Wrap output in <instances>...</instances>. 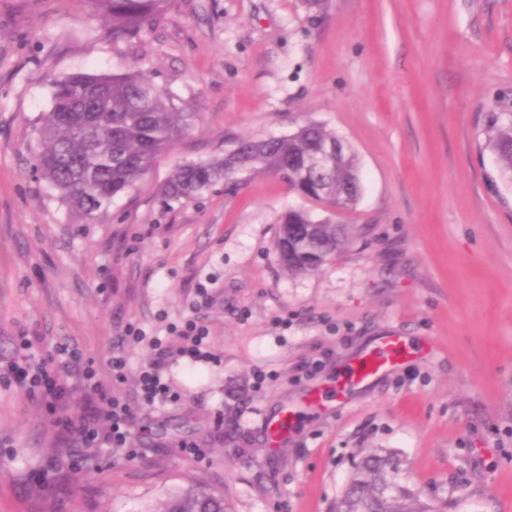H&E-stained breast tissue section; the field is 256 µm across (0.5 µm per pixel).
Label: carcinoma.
<instances>
[{
    "label": "carcinoma",
    "instance_id": "carcinoma-1",
    "mask_svg": "<svg viewBox=\"0 0 512 512\" xmlns=\"http://www.w3.org/2000/svg\"><path fill=\"white\" fill-rule=\"evenodd\" d=\"M112 19V41L137 37L164 15L170 0H92ZM199 115L177 106L150 76L132 69L124 74L77 73L54 86L52 107L39 128L36 170L69 211L90 222L132 190L158 156L197 127ZM341 137L316 123L275 140L243 139L237 150L210 161L176 167L162 189L169 205L193 199L219 180L240 172H275L288 186L322 206L293 208L279 218L275 243L278 263L291 274L323 266L356 234L352 224L336 221V203L361 190L356 152L342 141L340 161L321 170L306 169L309 157ZM486 146L493 153L499 180L512 186V112H493ZM156 512H233L224 494L203 483L169 492ZM334 512H445L422 502L399 477L390 453L366 456L336 500Z\"/></svg>",
    "mask_w": 512,
    "mask_h": 512
}]
</instances>
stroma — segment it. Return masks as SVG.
<instances>
[{"label": "stroma", "mask_w": 512, "mask_h": 512, "mask_svg": "<svg viewBox=\"0 0 512 512\" xmlns=\"http://www.w3.org/2000/svg\"><path fill=\"white\" fill-rule=\"evenodd\" d=\"M131 66L201 122L80 224L30 174L35 129L55 81ZM511 106L512 0H172L120 43L92 0H0V512H152L191 482L235 512H331L381 449L447 512H512V187L486 146L490 112ZM309 121L352 146L363 179L359 232L317 271L276 261L279 216L307 201L275 175L161 204L175 166ZM188 319L213 359L173 364L179 401L144 406L152 352L127 326L174 348ZM23 335L78 346L104 381L123 345L129 453L72 443L5 382ZM391 337L409 349L391 371L317 400ZM283 411L294 426L273 449Z\"/></svg>", "instance_id": "stroma-1"}]
</instances>
